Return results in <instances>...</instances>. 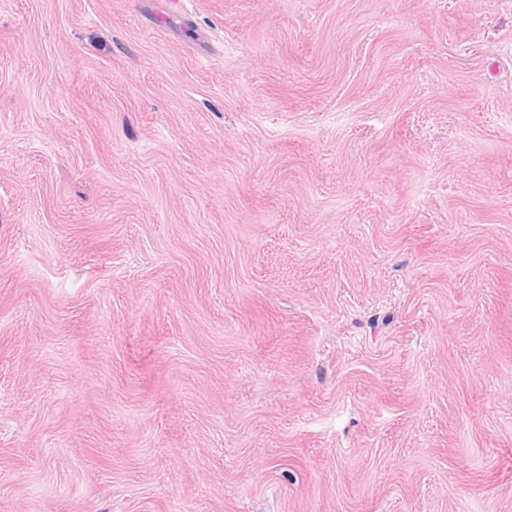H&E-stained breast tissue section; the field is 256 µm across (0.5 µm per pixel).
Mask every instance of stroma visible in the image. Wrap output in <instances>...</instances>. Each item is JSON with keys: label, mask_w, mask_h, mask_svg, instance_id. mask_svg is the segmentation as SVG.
Segmentation results:
<instances>
[{"label": "stroma", "mask_w": 512, "mask_h": 512, "mask_svg": "<svg viewBox=\"0 0 512 512\" xmlns=\"http://www.w3.org/2000/svg\"><path fill=\"white\" fill-rule=\"evenodd\" d=\"M0 512H512V0H0Z\"/></svg>", "instance_id": "35a3bbf8"}]
</instances>
